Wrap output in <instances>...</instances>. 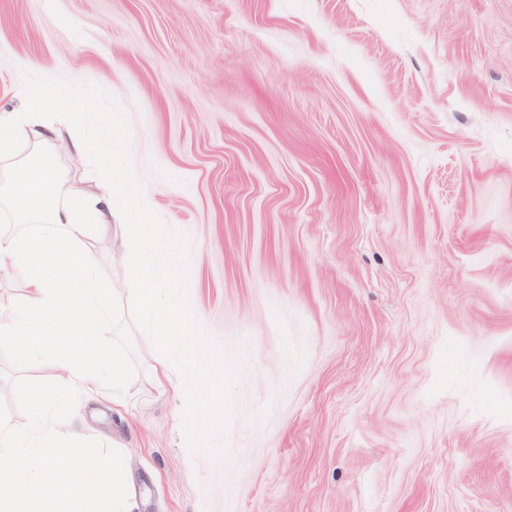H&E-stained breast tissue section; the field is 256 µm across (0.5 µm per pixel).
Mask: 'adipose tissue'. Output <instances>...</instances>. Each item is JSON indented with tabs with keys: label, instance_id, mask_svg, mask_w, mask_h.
I'll return each instance as SVG.
<instances>
[{
	"label": "adipose tissue",
	"instance_id": "ef3b65f1",
	"mask_svg": "<svg viewBox=\"0 0 512 512\" xmlns=\"http://www.w3.org/2000/svg\"><path fill=\"white\" fill-rule=\"evenodd\" d=\"M34 91L22 110L0 113V156L21 140L38 143L14 164L6 190L15 216L40 222L37 241L0 232V279L20 277L24 300L0 319V335L22 356L47 365L53 385L33 389L32 413L22 425L0 419V512H128L121 459L78 446L69 400L104 385L120 388L125 367L101 336L112 316L85 240L112 226V189L96 195L68 189L50 148L66 125L62 112H42Z\"/></svg>",
	"mask_w": 512,
	"mask_h": 512
}]
</instances>
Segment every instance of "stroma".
<instances>
[{"instance_id": "obj_1", "label": "stroma", "mask_w": 512, "mask_h": 512, "mask_svg": "<svg viewBox=\"0 0 512 512\" xmlns=\"http://www.w3.org/2000/svg\"><path fill=\"white\" fill-rule=\"evenodd\" d=\"M27 73L119 99L236 378L190 453L134 330V380L79 411L131 512H512V0H0V111ZM52 381L0 339V418Z\"/></svg>"}]
</instances>
